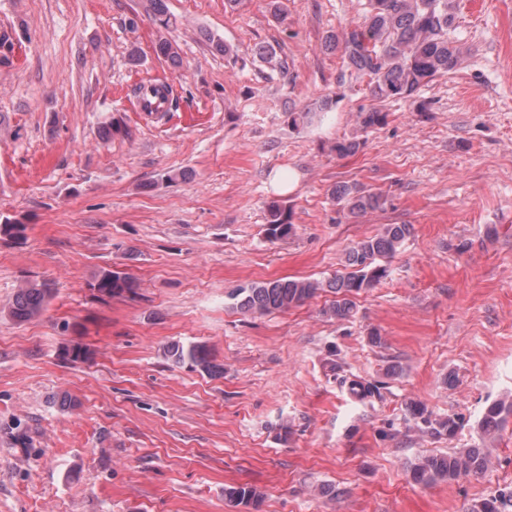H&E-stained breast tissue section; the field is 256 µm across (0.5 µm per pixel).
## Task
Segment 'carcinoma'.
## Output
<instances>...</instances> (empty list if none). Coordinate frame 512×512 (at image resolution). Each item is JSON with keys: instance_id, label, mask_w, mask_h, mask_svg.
<instances>
[{"instance_id": "carcinoma-1", "label": "carcinoma", "mask_w": 512, "mask_h": 512, "mask_svg": "<svg viewBox=\"0 0 512 512\" xmlns=\"http://www.w3.org/2000/svg\"><path fill=\"white\" fill-rule=\"evenodd\" d=\"M139 16L149 18L155 25L154 54L175 67L180 66V47L170 36L173 15L167 0H139L138 10L128 20L130 31L137 29ZM453 26L454 16L448 8V0H366L363 22L328 32L323 48L339 51L345 69L358 78L368 79L369 89L377 100H410L422 87L460 66L463 50L450 37ZM255 55L272 74L288 79V60L280 47L261 45L256 48ZM132 93L139 101L147 96L159 97L166 103L172 89L168 83L155 80L135 84ZM331 109L332 101L325 99L313 110L288 112V123L293 127L309 125L322 119ZM386 117L387 114L377 108L362 109L357 112L356 126L358 131L366 132L383 124ZM359 148L360 141L354 136L336 141L332 151L344 157L356 153ZM331 197L342 206L348 218H356L384 204L382 194L367 191L354 183L334 186ZM264 233L270 242L282 241L294 234L288 208L276 201L267 204ZM411 233L410 224H386L376 235L357 243L349 251L343 269L332 278H281L255 283L239 290L236 306L244 313L269 314L299 306L327 290L336 295V299L325 314L339 321H348L355 315L352 296L386 279L387 260L394 257ZM90 287L97 297L112 298L136 294L139 283L127 273L102 268ZM50 296L48 284L28 280L18 288L9 306V314L17 322L29 321L43 312ZM167 356L176 365L188 364L206 373L215 369L207 350L198 344H172L167 347ZM348 389L350 394L364 399L375 393L376 386L369 381L354 379L348 381ZM408 413L415 426L421 425L433 434L451 438L456 432L455 419L433 420L432 413L419 401L408 404ZM511 414L512 404L492 403L481 421L483 434L497 432ZM487 465L488 456L483 449L468 448L448 455L422 457L413 464L412 474L417 481H452L461 475L480 474ZM224 498L255 512L262 502L261 494L247 485L225 487ZM510 502L512 491H505L475 501L470 512H502Z\"/></svg>"}]
</instances>
